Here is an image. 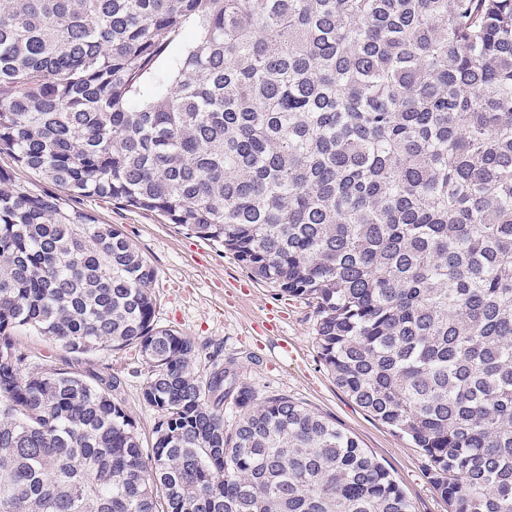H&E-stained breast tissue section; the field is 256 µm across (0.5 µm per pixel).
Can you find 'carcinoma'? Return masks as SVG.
<instances>
[{
	"instance_id": "1",
	"label": "carcinoma",
	"mask_w": 512,
	"mask_h": 512,
	"mask_svg": "<svg viewBox=\"0 0 512 512\" xmlns=\"http://www.w3.org/2000/svg\"><path fill=\"white\" fill-rule=\"evenodd\" d=\"M0 512H411L359 441L203 376L156 274L71 204L155 213L307 301L320 362L450 512H512V0H0ZM135 346L121 379L31 365ZM1 168L12 175V178L17 185L23 186L34 192L46 189L53 190L47 184L40 182L37 176L33 173L16 167L8 157L3 155L0 156V169ZM18 342L30 350L33 359L44 367H66L64 360H69L74 371L87 377L107 378L119 373L124 377L123 390L118 395L119 401L134 423L144 448H151L153 431L158 420L155 408L146 404L141 389L147 369L138 350L132 346L105 354H86L73 357L60 347L50 344L41 336L28 331H21L16 336Z\"/></svg>"
}]
</instances>
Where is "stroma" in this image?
<instances>
[{
  "mask_svg": "<svg viewBox=\"0 0 512 512\" xmlns=\"http://www.w3.org/2000/svg\"><path fill=\"white\" fill-rule=\"evenodd\" d=\"M80 205L102 223L119 227L150 262L156 273V321L196 342L201 374L229 368L256 399L285 396L333 419L385 464L413 512H448L425 475L418 449L359 407L321 364L314 309L305 300L279 295L251 277L231 253L186 235L156 214L96 197L83 198ZM17 340L44 367L67 363L90 378L121 374L118 399L143 445H151L158 415L142 399L146 368L136 348L71 358L28 331Z\"/></svg>",
  "mask_w": 512,
  "mask_h": 512,
  "instance_id": "obj_1",
  "label": "stroma"
}]
</instances>
